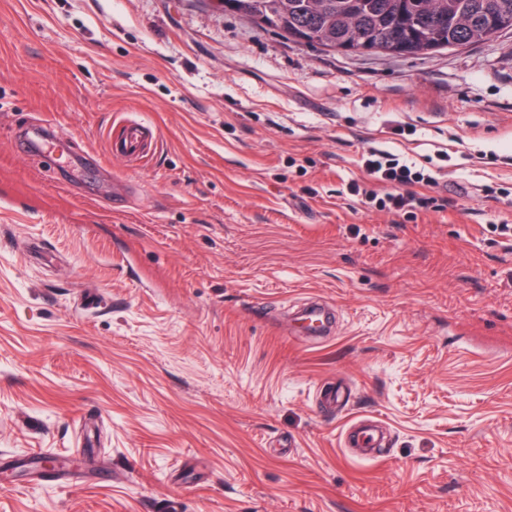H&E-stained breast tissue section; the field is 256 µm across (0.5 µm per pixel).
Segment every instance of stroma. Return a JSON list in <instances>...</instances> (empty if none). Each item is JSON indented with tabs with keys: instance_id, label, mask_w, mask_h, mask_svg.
<instances>
[{
	"instance_id": "1",
	"label": "stroma",
	"mask_w": 512,
	"mask_h": 512,
	"mask_svg": "<svg viewBox=\"0 0 512 512\" xmlns=\"http://www.w3.org/2000/svg\"><path fill=\"white\" fill-rule=\"evenodd\" d=\"M129 119L141 162L109 151ZM370 147L437 168L415 192L445 210L342 197ZM498 224L512 32L346 54L214 0H0V512H512ZM312 301L331 333L291 335ZM359 417L370 460L342 444ZM369 425L364 420H357L348 428L346 441L349 448H362L361 454L366 455L374 448H381L384 441V432L374 421Z\"/></svg>"
}]
</instances>
